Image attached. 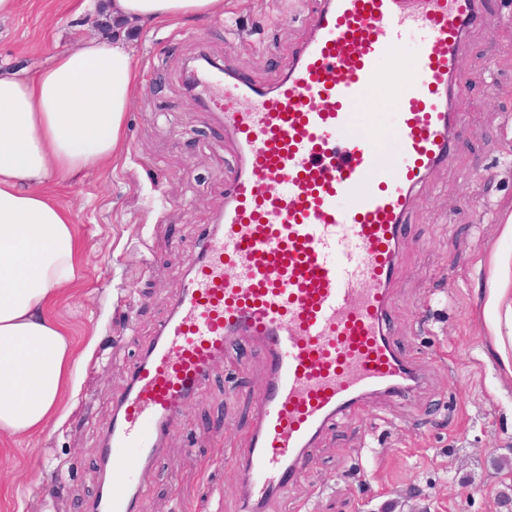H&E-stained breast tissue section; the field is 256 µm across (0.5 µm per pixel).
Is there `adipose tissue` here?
I'll list each match as a JSON object with an SVG mask.
<instances>
[{"label":"adipose tissue","mask_w":512,"mask_h":512,"mask_svg":"<svg viewBox=\"0 0 512 512\" xmlns=\"http://www.w3.org/2000/svg\"><path fill=\"white\" fill-rule=\"evenodd\" d=\"M112 40L82 42L32 76L0 71V441L19 442L56 419L76 351L52 311L79 284L70 211L48 186L105 165L124 149L138 80L129 41L143 24L202 20L224 0H103ZM486 340L512 379L496 311L512 316V259L493 254Z\"/></svg>","instance_id":"ef3b65f1"}]
</instances>
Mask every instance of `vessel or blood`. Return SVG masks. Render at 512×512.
<instances>
[{
	"label": "vessel or blood",
	"mask_w": 512,
	"mask_h": 512,
	"mask_svg": "<svg viewBox=\"0 0 512 512\" xmlns=\"http://www.w3.org/2000/svg\"><path fill=\"white\" fill-rule=\"evenodd\" d=\"M481 0H320L309 35L272 87L219 64L192 98L235 147L224 208L177 285L170 317L122 390L101 456L112 494L94 512H143L139 479L204 389L226 347L254 346L266 382L243 448L239 512H270L326 426L376 393L422 382L387 330L415 190L461 121L454 68ZM406 75L384 123L356 107L383 63Z\"/></svg>",
	"instance_id": "1"
}]
</instances>
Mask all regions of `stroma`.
<instances>
[{"mask_svg": "<svg viewBox=\"0 0 512 512\" xmlns=\"http://www.w3.org/2000/svg\"><path fill=\"white\" fill-rule=\"evenodd\" d=\"M80 3L22 0L0 18V68L29 76L78 40L111 41V25ZM312 3L224 0L222 14L148 25L132 39L140 83L124 151L50 187L83 244L80 284L54 316L84 357L59 424L0 443V512H89L102 493L98 450L117 397L168 317L233 171L223 121L190 100L187 64L205 54L275 85L308 34ZM511 14L512 0H482L459 54L467 86L453 109L463 127L403 228L387 326L428 380L402 399L372 396L325 430L273 512H512V381L499 377L481 316L489 256H512L500 235L512 205ZM263 381L252 344L231 347L143 479L145 512H238L240 473L221 459L245 444Z\"/></svg>", "mask_w": 512, "mask_h": 512, "instance_id": "stroma-1", "label": "stroma"}]
</instances>
